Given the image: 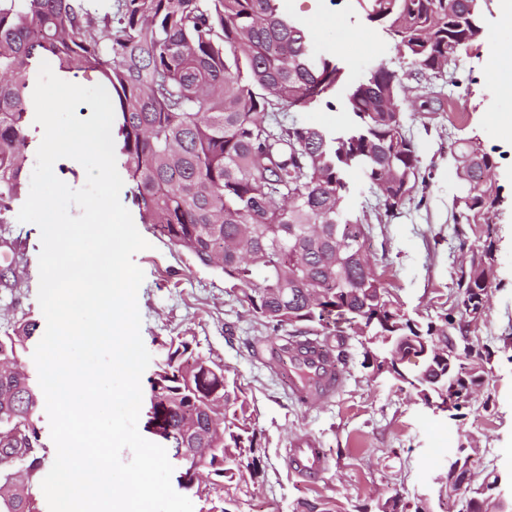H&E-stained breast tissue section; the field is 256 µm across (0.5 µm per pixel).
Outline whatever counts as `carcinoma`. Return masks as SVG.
Wrapping results in <instances>:
<instances>
[{"mask_svg": "<svg viewBox=\"0 0 512 512\" xmlns=\"http://www.w3.org/2000/svg\"><path fill=\"white\" fill-rule=\"evenodd\" d=\"M400 58L429 77L423 108L442 102L436 86L458 87V53L484 33L483 0H356ZM91 74L108 92L122 167L141 223L202 266L218 270L255 322L279 336V352L317 346L343 372L353 352L384 350L390 378L423 401H450L455 416L488 377L448 375L437 358L483 320L495 251L488 214L500 202L495 157L476 136L456 138L450 154L459 183L454 233L466 266L455 273L450 307L409 315L388 288L387 258L366 243L414 203L426 183L405 115L398 70L379 63L345 83L344 68L312 51V34L279 0H0V224L22 192L26 118L33 111V67ZM344 87L354 130L311 125L297 113L335 108ZM363 173L375 203L352 212L348 178ZM483 223L480 244L464 226ZM37 324L0 336V512H41L32 488L48 464L37 410L40 398L18 366ZM149 379V421L176 459L183 458L224 494L233 512L244 475L262 471L249 405L224 365L176 337ZM414 356L420 363L404 368ZM465 498L464 512H512L492 495L503 474L481 476L448 449L441 474ZM300 512H342L329 500Z\"/></svg>", "mask_w": 512, "mask_h": 512, "instance_id": "carcinoma-1", "label": "carcinoma"}]
</instances>
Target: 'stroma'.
<instances>
[{
    "instance_id": "1",
    "label": "stroma",
    "mask_w": 512,
    "mask_h": 512,
    "mask_svg": "<svg viewBox=\"0 0 512 512\" xmlns=\"http://www.w3.org/2000/svg\"><path fill=\"white\" fill-rule=\"evenodd\" d=\"M281 4L309 27L314 53L335 54L348 81L361 79L381 62L404 76L409 97L402 107L429 175L427 201L407 207L376 232L371 251L386 254V281L407 311H439L459 266L452 237L458 178L450 137L476 134L492 151L502 202L491 215L497 226L496 273L479 331L492 339L489 383L475 393L463 416L453 419L426 408L390 378L373 377L356 360L338 393L303 406L292 398L287 378L270 367L267 350L250 351L251 337L264 330L226 292L223 275L196 263L148 224L138 231L149 247L133 257L145 275L138 292L141 336L156 364L165 357L164 341L192 339L196 351L224 364L248 396L263 472L239 493L236 512H294L298 502L313 499L338 503L346 512H376L381 493L425 501L429 512H447L437 476L449 449L478 444L481 466L512 475V129L495 117L499 111L512 113V97L502 95L486 67L490 46L512 40V29L498 24L495 0H486L480 45L457 61L463 85L440 110L429 112L421 107L424 83L415 67L399 58L386 34L365 20L353 0ZM40 250L35 224H0V269L12 255L21 258L14 274L0 281V335L25 320L46 326L37 299ZM300 437L312 439L328 461L318 481H306L288 466L286 450Z\"/></svg>"
}]
</instances>
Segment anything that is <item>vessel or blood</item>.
<instances>
[{"label": "vessel or blood", "mask_w": 512, "mask_h": 512, "mask_svg": "<svg viewBox=\"0 0 512 512\" xmlns=\"http://www.w3.org/2000/svg\"><path fill=\"white\" fill-rule=\"evenodd\" d=\"M292 371L288 381L292 393L303 405L311 406L337 392L342 384L335 376L331 363L320 352H293L289 355ZM291 469L305 480L314 482L328 469L326 458L308 438L292 442L287 450Z\"/></svg>", "instance_id": "1"}]
</instances>
